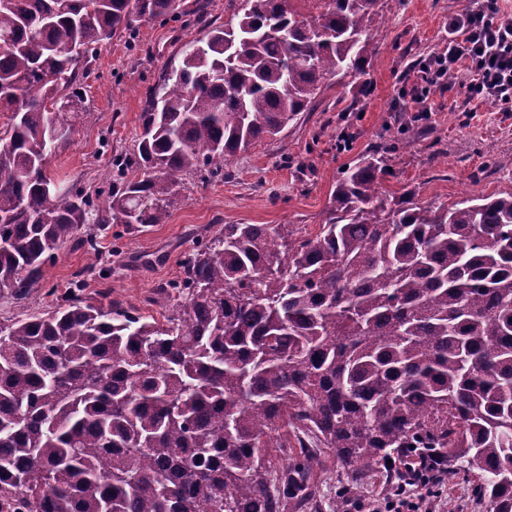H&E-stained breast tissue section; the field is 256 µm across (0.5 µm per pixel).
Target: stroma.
<instances>
[{
	"mask_svg": "<svg viewBox=\"0 0 512 512\" xmlns=\"http://www.w3.org/2000/svg\"><path fill=\"white\" fill-rule=\"evenodd\" d=\"M476 0H386L385 20L372 33L377 53L362 76L326 80L311 111L281 134L257 141L231 158L224 179H187L166 223L131 229L110 225L99 236L103 260L87 271V253L70 242L57 250L39 288L22 303L0 298V323L49 309L50 290H63L82 275L90 301H122L160 315L149 299L175 280L180 262L196 244L225 224H294L317 232L330 206L334 183L372 146L388 147L385 192H414L421 203L449 204L467 196L512 190V111L469 99L459 82L427 94L426 116L401 111L432 52L448 43V18L474 8ZM241 0H181L177 20L142 19L104 40L78 89L83 109L71 136L59 144L48 172L95 192L115 156L132 152L142 132L146 94L167 70L179 67L189 45L210 25H222ZM319 484L322 500H342L344 512L389 491L384 466L357 482L326 459ZM478 470L445 478L435 512H487L476 497Z\"/></svg>",
	"mask_w": 512,
	"mask_h": 512,
	"instance_id": "35a3bbf8",
	"label": "stroma"
}]
</instances>
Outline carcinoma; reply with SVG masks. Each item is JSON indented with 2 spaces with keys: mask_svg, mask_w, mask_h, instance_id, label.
<instances>
[{
  "mask_svg": "<svg viewBox=\"0 0 512 512\" xmlns=\"http://www.w3.org/2000/svg\"><path fill=\"white\" fill-rule=\"evenodd\" d=\"M242 0L165 73L107 199L42 158L81 111L80 62L178 0H0V296L27 299L46 254L107 224H163L184 178L364 75L378 0ZM57 134L49 142L47 133ZM387 149L342 172L316 233L226 224L154 291L162 319L83 296L0 337V512H306L321 457L356 479L406 448L477 469L512 512V191L426 205L380 189Z\"/></svg>",
  "mask_w": 512,
  "mask_h": 512,
  "instance_id": "cac0c4a2",
  "label": "carcinoma"
}]
</instances>
